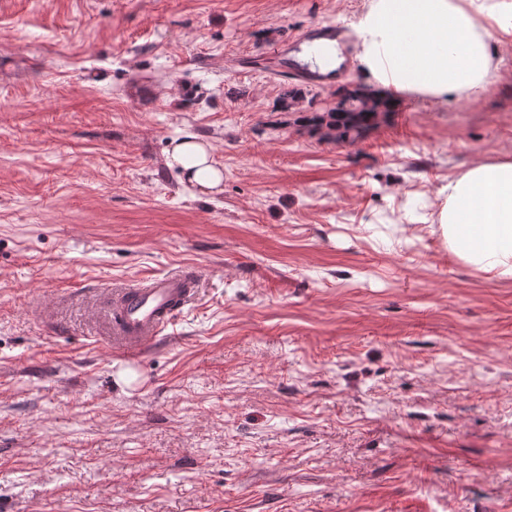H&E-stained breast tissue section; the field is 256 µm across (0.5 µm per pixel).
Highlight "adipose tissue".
I'll return each instance as SVG.
<instances>
[{
  "mask_svg": "<svg viewBox=\"0 0 512 512\" xmlns=\"http://www.w3.org/2000/svg\"><path fill=\"white\" fill-rule=\"evenodd\" d=\"M357 56L374 85L394 95L473 99L498 78L491 40L512 39V0H369ZM168 167L203 194L222 192L209 141L175 139ZM435 227L450 254L498 280H512V156L477 161L448 182Z\"/></svg>",
  "mask_w": 512,
  "mask_h": 512,
  "instance_id": "obj_1",
  "label": "adipose tissue"
}]
</instances>
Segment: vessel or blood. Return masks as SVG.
Here are the masks:
<instances>
[{
  "mask_svg": "<svg viewBox=\"0 0 512 512\" xmlns=\"http://www.w3.org/2000/svg\"><path fill=\"white\" fill-rule=\"evenodd\" d=\"M300 42L316 45L335 41L345 57H352L353 45L344 30L332 25H315L306 28L299 36ZM283 73L310 84H321L319 70L310 68L296 57L295 48L282 50L279 56ZM194 276L172 273L150 277L112 293V334L114 339L132 351L140 350L155 342L162 329L173 316L193 302L196 290Z\"/></svg>",
  "mask_w": 512,
  "mask_h": 512,
  "instance_id": "vessel-or-blood-1",
  "label": "vessel or blood"
}]
</instances>
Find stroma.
Masks as SVG:
<instances>
[{
    "instance_id": "35a3bbf8",
    "label": "stroma",
    "mask_w": 512,
    "mask_h": 512,
    "mask_svg": "<svg viewBox=\"0 0 512 512\" xmlns=\"http://www.w3.org/2000/svg\"><path fill=\"white\" fill-rule=\"evenodd\" d=\"M368 0H0V512H512V282L427 224L512 155V44L475 100L362 138L283 110L278 52ZM212 143L224 190L167 167ZM197 294L139 352L110 288Z\"/></svg>"
}]
</instances>
